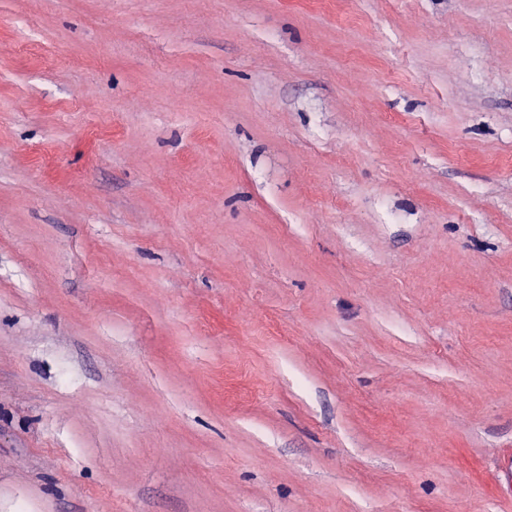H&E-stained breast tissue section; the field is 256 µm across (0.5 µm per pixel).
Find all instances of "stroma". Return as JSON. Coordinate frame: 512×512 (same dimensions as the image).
<instances>
[{"mask_svg":"<svg viewBox=\"0 0 512 512\" xmlns=\"http://www.w3.org/2000/svg\"><path fill=\"white\" fill-rule=\"evenodd\" d=\"M512 0H0V512H512Z\"/></svg>","mask_w":512,"mask_h":512,"instance_id":"35a3bbf8","label":"stroma"}]
</instances>
